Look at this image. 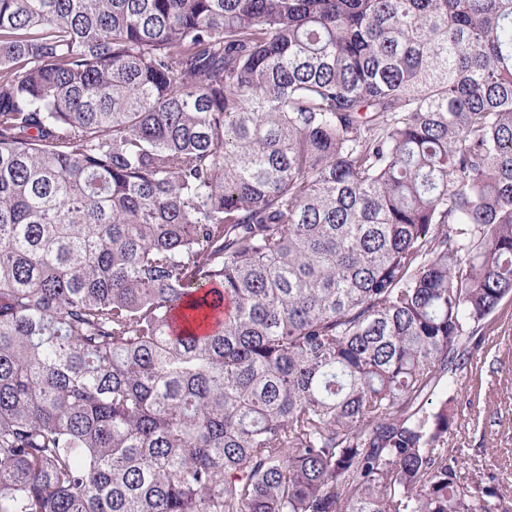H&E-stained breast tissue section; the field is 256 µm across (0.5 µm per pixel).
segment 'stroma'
I'll return each instance as SVG.
<instances>
[{
  "label": "stroma",
  "mask_w": 512,
  "mask_h": 512,
  "mask_svg": "<svg viewBox=\"0 0 512 512\" xmlns=\"http://www.w3.org/2000/svg\"><path fill=\"white\" fill-rule=\"evenodd\" d=\"M512 337V295L503 299L484 328L481 349L461 373L463 392L456 424L448 436V453L472 460V473L494 475L495 485L512 499V352L501 346ZM494 439L485 448L486 439Z\"/></svg>",
  "instance_id": "35a3bbf8"
}]
</instances>
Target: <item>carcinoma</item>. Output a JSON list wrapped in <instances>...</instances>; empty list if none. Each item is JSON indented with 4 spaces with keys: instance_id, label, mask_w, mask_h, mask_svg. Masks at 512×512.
Segmentation results:
<instances>
[{
    "instance_id": "obj_1",
    "label": "carcinoma",
    "mask_w": 512,
    "mask_h": 512,
    "mask_svg": "<svg viewBox=\"0 0 512 512\" xmlns=\"http://www.w3.org/2000/svg\"><path fill=\"white\" fill-rule=\"evenodd\" d=\"M511 294L512 0H0V512H512ZM511 339L510 353L498 337ZM479 355L461 372L462 393L471 405H459L456 424L448 434V457L473 460L470 474L483 482L494 474V485L506 500L512 499V295L503 299L484 328ZM489 438H495L490 447ZM484 439V440H483ZM484 445V446H483ZM486 449V450H485ZM475 464V466H474ZM511 464V468L509 465ZM508 466L505 471L504 467ZM511 472V474H510ZM481 473V474H480Z\"/></svg>"
}]
</instances>
